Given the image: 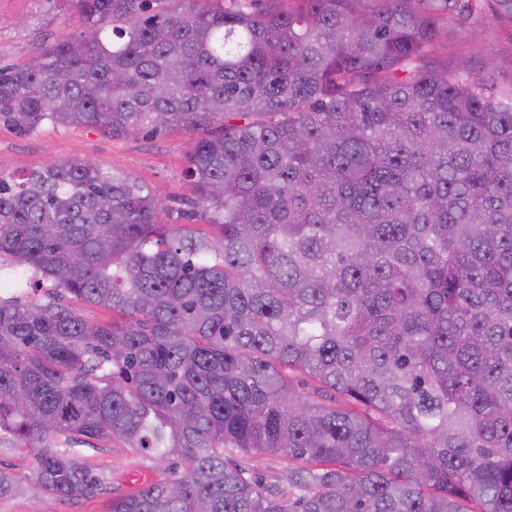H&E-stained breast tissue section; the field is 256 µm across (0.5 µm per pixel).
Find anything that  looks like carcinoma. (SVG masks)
Instances as JSON below:
<instances>
[{
	"mask_svg": "<svg viewBox=\"0 0 512 512\" xmlns=\"http://www.w3.org/2000/svg\"><path fill=\"white\" fill-rule=\"evenodd\" d=\"M65 2L0 125L196 132L195 202L0 171V266L53 287L0 297V436L34 462L0 498L102 495L61 439L183 464L108 512H512V90L441 60L462 0ZM233 453L288 456L295 496Z\"/></svg>",
	"mask_w": 512,
	"mask_h": 512,
	"instance_id": "cac0c4a2",
	"label": "carcinoma"
}]
</instances>
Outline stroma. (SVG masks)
<instances>
[{"label": "stroma", "mask_w": 512, "mask_h": 512, "mask_svg": "<svg viewBox=\"0 0 512 512\" xmlns=\"http://www.w3.org/2000/svg\"><path fill=\"white\" fill-rule=\"evenodd\" d=\"M77 30L71 9L62 2L49 9L43 0H0V66L28 61L47 46L70 40ZM492 49L512 50V34L501 26L483 23L473 6L449 25L441 56L452 65L463 60L480 66ZM192 138V133L184 131L113 138L92 127L49 123L35 133L20 136L0 126V170L21 175L43 164L80 155L159 188L168 205L176 208L194 198L185 162ZM78 453L85 465L104 479L105 494L77 502L50 495L35 501L5 497L0 498V512H108L111 497L132 493L160 477L154 460L119 445H83ZM247 465L278 497L291 495L288 474L294 463L288 457L251 458Z\"/></svg>", "instance_id": "obj_1"}]
</instances>
